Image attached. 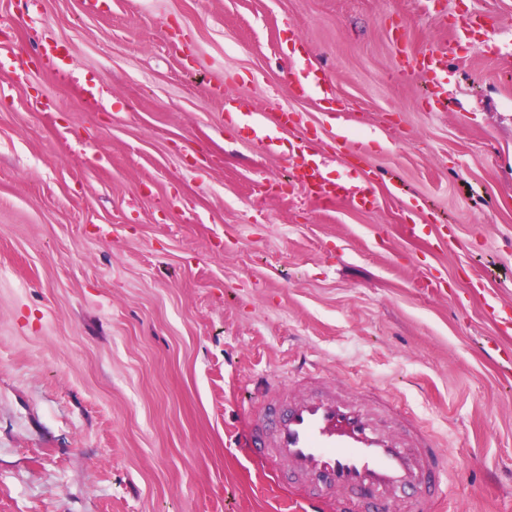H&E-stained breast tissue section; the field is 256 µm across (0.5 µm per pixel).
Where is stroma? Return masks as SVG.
<instances>
[{
    "label": "stroma",
    "mask_w": 512,
    "mask_h": 512,
    "mask_svg": "<svg viewBox=\"0 0 512 512\" xmlns=\"http://www.w3.org/2000/svg\"><path fill=\"white\" fill-rule=\"evenodd\" d=\"M474 10L496 54L453 32ZM397 26L446 72L402 65ZM1 29L0 512H300L244 391L316 365L428 427L437 512H512V330L487 315L512 310V0H0ZM292 33L333 101L294 94ZM223 87L300 123L264 151ZM301 142L377 209L291 194ZM41 55L49 66L60 70L69 57V48L57 40H46L41 45Z\"/></svg>",
    "instance_id": "obj_1"
}]
</instances>
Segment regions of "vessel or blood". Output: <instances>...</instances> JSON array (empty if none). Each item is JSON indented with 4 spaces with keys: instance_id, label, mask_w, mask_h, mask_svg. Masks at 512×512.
<instances>
[{
    "instance_id": "vessel-or-blood-1",
    "label": "vessel or blood",
    "mask_w": 512,
    "mask_h": 512,
    "mask_svg": "<svg viewBox=\"0 0 512 512\" xmlns=\"http://www.w3.org/2000/svg\"><path fill=\"white\" fill-rule=\"evenodd\" d=\"M304 53L300 43L284 50L297 64L289 72L295 95H305L312 87L329 95L330 78L301 67ZM41 55L59 70L69 48L46 41ZM292 168L298 188L318 204L341 199L358 210L377 204L372 179L360 173L340 181L327 179L315 155L305 153L293 157ZM264 391V401L251 410L252 442L272 463L318 487L361 494L375 512H391L399 493L409 497L408 512H431L440 493L445 456L435 437L417 421H407L398 432L386 430L384 424L396 417L397 406L377 388H331L321 377L298 372L266 379Z\"/></svg>"
}]
</instances>
